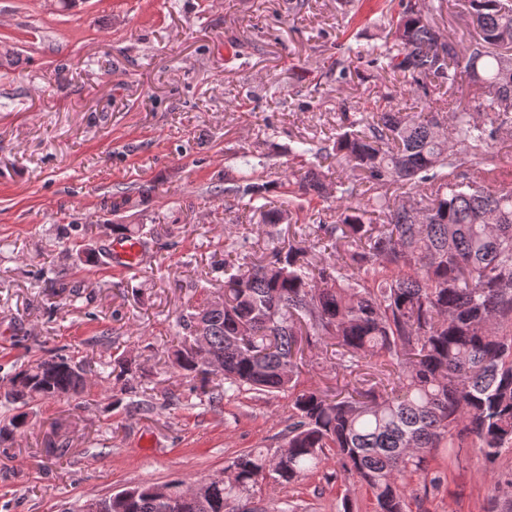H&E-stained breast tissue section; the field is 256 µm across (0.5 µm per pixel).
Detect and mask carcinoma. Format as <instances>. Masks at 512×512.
<instances>
[{
    "mask_svg": "<svg viewBox=\"0 0 512 512\" xmlns=\"http://www.w3.org/2000/svg\"><path fill=\"white\" fill-rule=\"evenodd\" d=\"M477 34L457 42L439 33L417 0H403L384 44L356 58L415 84L425 102L448 96L452 137L437 133L436 116L386 107L359 119L342 113V131L326 141L301 140L296 157L334 158L370 184L374 194L354 202L355 187L322 174H300L303 193L336 201V223L315 224L286 245L266 249L247 270L225 258L224 306L203 302L176 318L172 363L196 383L211 407L228 391L289 393L284 450L252 448L232 461L234 478L218 486L206 477L131 487L112 512H227L271 477L288 487L319 471L328 454L339 471L368 490L376 512H404L408 476L432 488L440 448L479 449L492 462L512 450V188L495 181L512 158L492 152L512 133V0H467ZM470 105L455 106L462 82ZM487 167V176L467 172ZM409 187L425 193L422 208L388 193ZM265 187L224 171V200L262 198ZM258 224L282 223L286 212L254 207ZM98 237L143 239L135 224H96ZM335 252L320 265L316 245ZM220 382L193 347L197 326ZM336 347V360L367 364L377 381H348L328 394L298 381L302 345ZM89 366L55 353L19 369L7 381L4 404L14 414L0 421V443L28 423L45 400L78 398ZM112 377L136 396L128 407L151 411L153 395L139 388L141 367L114 360Z\"/></svg>",
    "mask_w": 512,
    "mask_h": 512,
    "instance_id": "1",
    "label": "carcinoma"
}]
</instances>
